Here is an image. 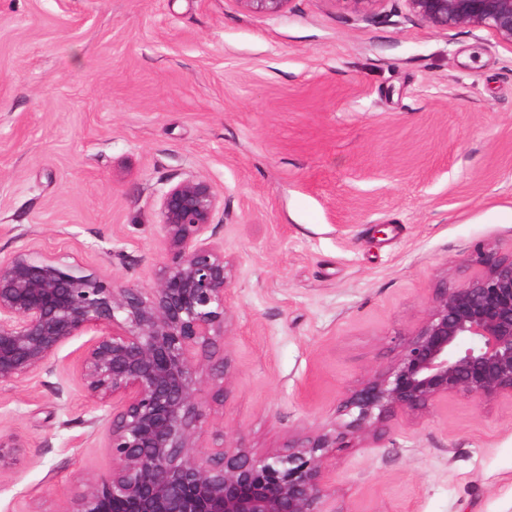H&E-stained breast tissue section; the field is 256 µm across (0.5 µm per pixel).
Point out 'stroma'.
I'll return each mask as SVG.
<instances>
[{
	"label": "stroma",
	"instance_id": "1",
	"mask_svg": "<svg viewBox=\"0 0 512 512\" xmlns=\"http://www.w3.org/2000/svg\"><path fill=\"white\" fill-rule=\"evenodd\" d=\"M403 8L0 0V258L28 245L147 287L162 191L206 178L230 270L209 424L259 453L330 426L437 284L512 253V46ZM81 346L0 386L20 445L0 512H64L78 473L112 468ZM335 462L337 512H512V397L397 415ZM248 13L265 16L282 15L291 0H237Z\"/></svg>",
	"mask_w": 512,
	"mask_h": 512
}]
</instances>
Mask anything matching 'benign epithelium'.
<instances>
[{"label":"benign epithelium","mask_w":512,"mask_h":512,"mask_svg":"<svg viewBox=\"0 0 512 512\" xmlns=\"http://www.w3.org/2000/svg\"><path fill=\"white\" fill-rule=\"evenodd\" d=\"M279 16L291 0H238ZM367 18L385 0H333ZM407 15L438 30H490L512 45V0H402ZM219 195L190 175L161 195L165 262L146 288H130L76 262L28 246L0 259V384L40 371L72 340L93 335L78 376L108 426L112 469L82 474L63 512H329L330 468L345 440H377L400 413L450 395L476 405L512 396V255L481 254L477 273L433 289L430 308L397 358L367 377L347 419L287 450L256 454L224 440L203 445V387L224 401L228 335L224 246L208 236Z\"/></svg>","instance_id":"obj_1"}]
</instances>
